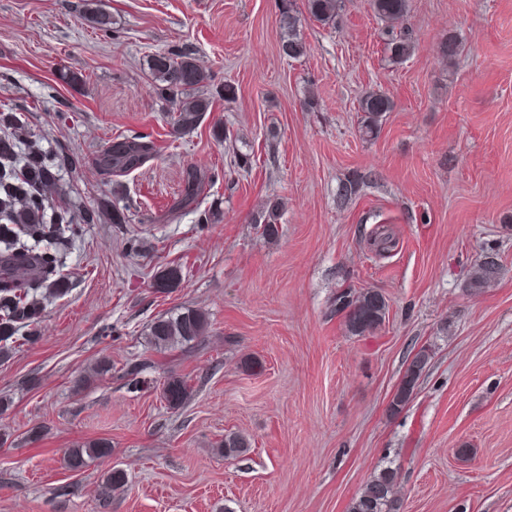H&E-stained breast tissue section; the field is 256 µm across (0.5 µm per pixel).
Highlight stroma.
Returning a JSON list of instances; mask_svg holds the SVG:
<instances>
[{"instance_id":"1","label":"stroma","mask_w":512,"mask_h":512,"mask_svg":"<svg viewBox=\"0 0 512 512\" xmlns=\"http://www.w3.org/2000/svg\"><path fill=\"white\" fill-rule=\"evenodd\" d=\"M279 3L0 0V106L17 109L19 137L85 157L119 134L158 147L112 181L88 165L61 175L78 208L124 197L137 211L59 247L69 293L0 358V512H349L388 465L402 512H512V0H410L399 61L370 0H344L334 26L306 19V50L287 57ZM184 44L213 77V107L176 134L149 62ZM372 90L394 107L366 139L358 101ZM231 148L251 172L199 198L223 221L165 219L185 169H225ZM274 200L270 240L253 217ZM491 248L502 272L471 291ZM347 288L385 298L381 327L349 333L333 311ZM188 308L209 319L203 350H153L151 324ZM423 347L418 387L391 411ZM105 358L111 372L89 380ZM172 377L190 387L178 408L162 397ZM231 432L251 446L227 460ZM92 442L110 455L65 466ZM113 470L125 484L103 505Z\"/></svg>"}]
</instances>
